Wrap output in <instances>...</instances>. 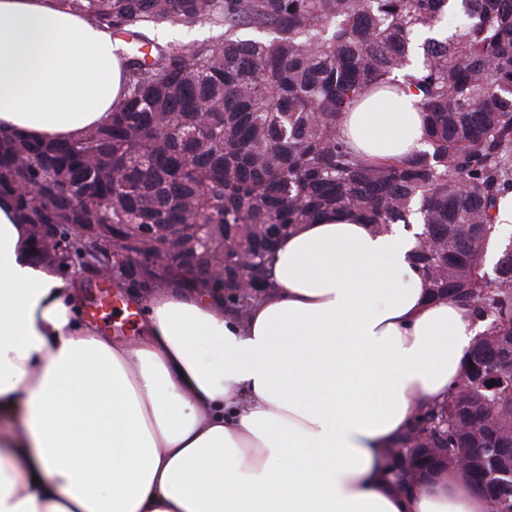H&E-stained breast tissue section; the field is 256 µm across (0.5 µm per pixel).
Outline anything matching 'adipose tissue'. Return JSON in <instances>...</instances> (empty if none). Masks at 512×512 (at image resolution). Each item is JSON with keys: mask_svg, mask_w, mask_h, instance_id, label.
I'll list each match as a JSON object with an SVG mask.
<instances>
[{"mask_svg": "<svg viewBox=\"0 0 512 512\" xmlns=\"http://www.w3.org/2000/svg\"><path fill=\"white\" fill-rule=\"evenodd\" d=\"M124 54L55 0H0V131L54 145L110 122ZM344 129L380 161L427 147L410 95L368 98ZM411 248L396 227L303 224L246 317L174 280L139 297L125 343L0 203V512H489L456 470L409 494L384 473L481 327L430 299Z\"/></svg>", "mask_w": 512, "mask_h": 512, "instance_id": "1", "label": "adipose tissue"}]
</instances>
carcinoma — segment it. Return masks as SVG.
I'll list each match as a JSON object with an SVG mask.
<instances>
[{
    "instance_id": "carcinoma-1",
    "label": "carcinoma",
    "mask_w": 512,
    "mask_h": 512,
    "mask_svg": "<svg viewBox=\"0 0 512 512\" xmlns=\"http://www.w3.org/2000/svg\"><path fill=\"white\" fill-rule=\"evenodd\" d=\"M129 41L126 87L112 121L60 146L0 133V198L37 239L78 242L59 266L106 264L84 224H176L152 265L117 275L122 288L191 276L181 251L208 226L206 263L224 266L225 300L243 316L266 291L270 252L300 224L349 215L376 231H421L411 262L434 298L494 328L475 337L463 395L416 413L388 447L386 476L409 485L421 448L468 455L464 479L512 508L491 475L512 455V255L485 270L498 205L512 195V0H56ZM462 17L451 33L441 24ZM209 27L189 42L169 29ZM418 99L427 149L375 162L342 133L352 107L393 84Z\"/></svg>"
}]
</instances>
